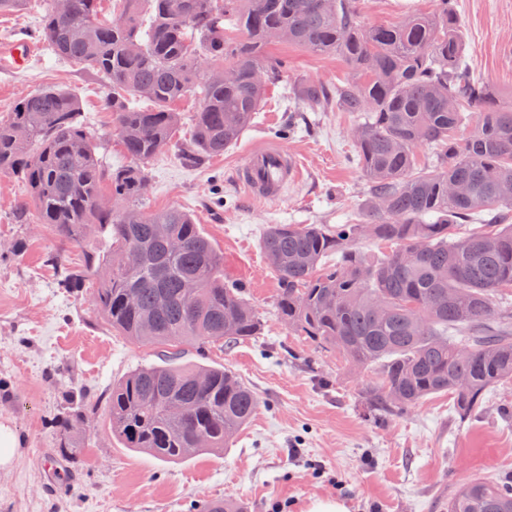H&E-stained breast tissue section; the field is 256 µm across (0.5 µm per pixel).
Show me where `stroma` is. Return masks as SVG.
<instances>
[{
	"mask_svg": "<svg viewBox=\"0 0 512 512\" xmlns=\"http://www.w3.org/2000/svg\"><path fill=\"white\" fill-rule=\"evenodd\" d=\"M367 26H387L428 14L434 0H357ZM465 56L475 76L512 101V0H458ZM42 19L41 0L0 13V40L31 37ZM265 55L283 60V78L265 92L250 127L223 155L188 167L176 148L152 158L140 201L148 212L175 206L192 215L224 259L225 279L237 282L262 320L260 336L232 347L182 345L187 364L230 369L259 398L258 409L224 452L168 462L124 448L112 435L105 396L136 367L158 362L159 349L110 327L89 298L96 286L64 288L67 271L87 254L107 251L109 233L82 243L59 239L45 224L13 216L28 189L0 175V415L9 417L23 447L0 470V512H190L203 500L231 499L245 512H308L316 499L342 501L348 512H447L448 499L476 476L512 474V383L491 388L482 408L460 418L448 393L382 417L369 413L364 391L375 368L295 335L276 317V273L261 248L270 224H342L364 216L368 189L357 165L352 112L293 113L305 81L327 88L353 78L336 55H316L272 43ZM46 86L69 89L80 120L98 137L96 154L109 171L130 159L111 134L100 79L41 47L17 72H0V121L19 98ZM300 130L280 136L289 117ZM274 144L304 163V176L274 201L254 199L236 172L257 147ZM223 190V206L213 203ZM60 263H51L52 255ZM85 392L90 410L78 426L81 452L73 467L56 468L51 420L66 392Z\"/></svg>",
	"mask_w": 512,
	"mask_h": 512,
	"instance_id": "stroma-1",
	"label": "stroma"
}]
</instances>
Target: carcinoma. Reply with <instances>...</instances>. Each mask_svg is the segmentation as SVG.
<instances>
[{
    "label": "carcinoma",
    "instance_id": "obj_1",
    "mask_svg": "<svg viewBox=\"0 0 512 512\" xmlns=\"http://www.w3.org/2000/svg\"><path fill=\"white\" fill-rule=\"evenodd\" d=\"M41 36L59 58L102 78L112 133L131 165L101 168L80 105L64 89L19 99L0 121V174H17L34 207L19 204L17 224H47L79 242L110 231L108 255L88 256L62 287L92 275V302L130 340L164 348L112 384V435L123 446L164 461L224 450L258 406L257 394L224 367L180 362L183 342L233 346L260 334L261 318L242 287L221 279V257L192 216L178 207L144 212V163L172 145L180 117L172 105L200 101L186 165L224 153L251 123L266 87L283 77V61L260 54L280 41L315 54H336L357 79L336 87L307 82L293 107L316 112L330 100L362 121L353 129L356 164L370 210L348 224H271L262 249L279 279L275 311L290 329L333 348L352 363L378 369L365 391L378 414L451 393L461 416L482 406L492 387L512 381V105L491 83L473 78L453 0L427 16L366 27L355 0H117L122 25L103 17L101 0H68L60 14L43 0ZM148 30H143L144 19ZM244 31L224 36L223 23ZM81 24L76 38L71 28ZM231 61L232 77L213 72ZM265 71L259 82L256 70ZM146 99L148 108L130 106ZM477 111L460 139L464 109ZM430 148L422 168L416 150ZM112 207L98 203L101 182ZM459 185L460 194L448 193ZM479 219L481 228L460 234ZM365 239L393 249L372 256ZM57 422L58 453L76 455L75 423ZM195 512H243L230 501H204ZM448 512H512V477H477L448 499Z\"/></svg>",
    "mask_w": 512,
    "mask_h": 512
}]
</instances>
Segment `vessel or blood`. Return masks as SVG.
<instances>
[{
    "label": "vessel or blood",
    "instance_id": "vessel-or-blood-1",
    "mask_svg": "<svg viewBox=\"0 0 512 512\" xmlns=\"http://www.w3.org/2000/svg\"><path fill=\"white\" fill-rule=\"evenodd\" d=\"M38 45L34 40L19 39L0 42V69L18 71L35 56ZM302 175L300 161L279 146L253 151L237 171V181L256 199L277 198L288 182Z\"/></svg>",
    "mask_w": 512,
    "mask_h": 512
}]
</instances>
